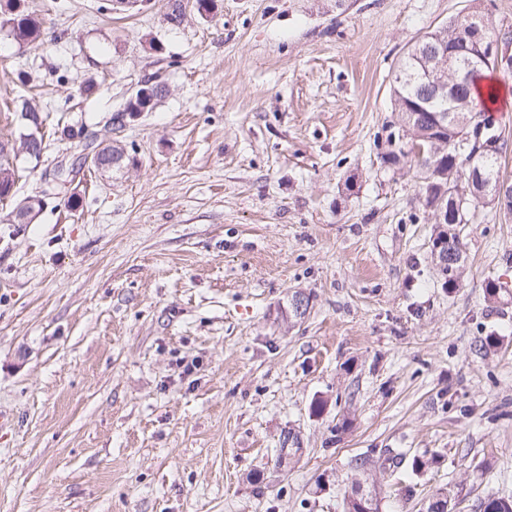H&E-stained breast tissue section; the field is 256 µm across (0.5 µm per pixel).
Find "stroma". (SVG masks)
<instances>
[{
    "mask_svg": "<svg viewBox=\"0 0 512 512\" xmlns=\"http://www.w3.org/2000/svg\"><path fill=\"white\" fill-rule=\"evenodd\" d=\"M100 2L26 0L39 46L0 29V143L16 103L47 115L12 198L46 204L0 223V512H344L388 448L437 461L373 473L379 512L512 493V295L484 293L512 213L460 225L445 287L421 173L385 160L404 54L474 10L512 32V0H181L176 27ZM68 123L122 166L54 183ZM162 89L158 83L155 81L147 80L144 81L136 92L131 96V98L127 101L123 110L114 113L110 120L109 125L112 128L113 122H118V127H123L125 124L122 119L127 114L130 118L135 117L140 112H149L154 108L155 102L159 95L161 94ZM127 118V119H128ZM126 119V120H127Z\"/></svg>",
    "mask_w": 512,
    "mask_h": 512,
    "instance_id": "35a3bbf8",
    "label": "stroma"
}]
</instances>
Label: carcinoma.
Listing matches in <instances>:
<instances>
[{
  "label": "carcinoma",
  "mask_w": 512,
  "mask_h": 512,
  "mask_svg": "<svg viewBox=\"0 0 512 512\" xmlns=\"http://www.w3.org/2000/svg\"><path fill=\"white\" fill-rule=\"evenodd\" d=\"M23 0H6V19L3 23L9 25V32L13 39L20 43H36L43 40L41 21L27 12L22 5ZM477 22L483 25L489 34L496 35L497 24L489 13L477 12L469 19L453 18L448 24L430 33L431 41L441 42L462 52L461 63L470 61L473 54L478 52L477 45H464L459 43V28L469 22ZM495 70V67L486 66L478 68L472 76L454 86L453 93L447 98L430 97L423 88L420 78L421 63L410 52L406 53L395 74L393 84V96L395 111L398 113V128L403 131L408 139L422 131L429 132V137L440 141L446 148V159L438 161L430 154L428 144H423L424 152L416 155V162L424 175V201L426 206L445 194H453L458 188L469 184L472 169L480 170L485 179L497 182L500 180L498 160L507 143L502 133H497V146L493 152L484 150L483 145L475 142H466V134L469 132V123L488 112L486 103L495 102L497 90L492 85L479 87V84L487 76V73ZM162 89L152 80L143 82L136 92L127 101L123 110L112 115V121L123 127V117H135L141 112H150ZM18 120L26 130L39 129L43 123L40 111L27 101L16 108ZM453 113L456 121L447 125L443 131L433 130V113ZM62 136L67 140L77 141L81 147V153L72 163V172L79 173L86 165L93 166L112 160V148H103L95 151L92 149V135L87 132L85 126L74 128L66 126L62 129ZM15 170L10 162L9 155L5 153V147L0 146V200L6 199V194L14 188ZM475 200L466 199L461 209L448 210L447 230L443 234L448 236V257L455 258L458 265L453 273L448 276L445 285L450 288L459 286L461 270L464 266L463 243L457 227L468 222L467 211L476 209ZM366 494L371 502L362 498H347L345 512H378V499L376 490L368 489ZM478 512H512V495L491 494L481 499L477 505Z\"/></svg>",
  "instance_id": "obj_1"
}]
</instances>
